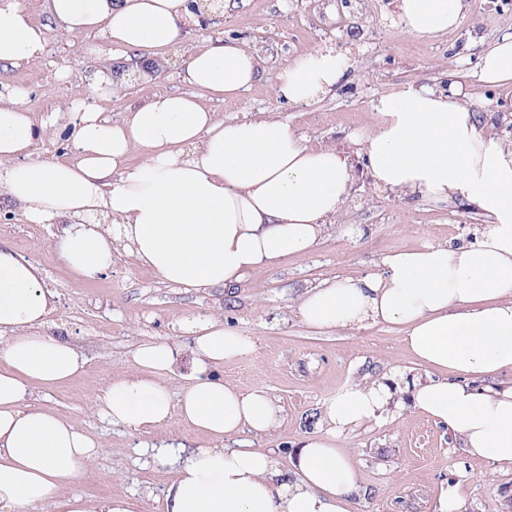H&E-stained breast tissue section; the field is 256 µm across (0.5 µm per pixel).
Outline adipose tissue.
I'll use <instances>...</instances> for the list:
<instances>
[{
  "mask_svg": "<svg viewBox=\"0 0 512 512\" xmlns=\"http://www.w3.org/2000/svg\"><path fill=\"white\" fill-rule=\"evenodd\" d=\"M188 0H51L52 17L74 37L149 52L175 44L191 17ZM406 31L431 38L458 25L466 0H393ZM47 24L20 0H0V67L39 60ZM345 55L317 50L285 64L278 98L305 104L336 85ZM257 57L232 40L189 57L184 79L235 102L256 78ZM476 77L512 81V36L487 48ZM378 119L356 135L373 184L398 198L438 204L462 199L484 217L470 242L428 244L386 256L382 272L338 277L309 288L295 310L324 332L399 326L426 378L395 370L351 382L328 398L317 430L296 444L282 470L261 439L282 409L262 386L244 390L217 376L250 355L254 342L214 318L192 319L195 374L180 393L167 376L166 343L132 354L94 409L114 425L149 434L179 417L203 445L169 442L175 467L162 512H352L362 494L342 441L410 408L444 424L467 455L512 466V135L489 138L465 93L407 84L373 107ZM71 128L67 156L35 157L36 144ZM352 167L331 146L303 144L287 125L263 117L225 122L189 93L159 92L112 122L90 105L69 104L35 123L20 93L0 96V199L33 224H56L60 260L84 280L112 265L114 244L136 264L184 288L239 287L259 267L310 253L342 209ZM56 295L40 269L0 245V512H137L126 497L96 501L74 492L101 447L77 423L39 403L40 388L82 375L87 359L49 329Z\"/></svg>",
  "mask_w": 512,
  "mask_h": 512,
  "instance_id": "adipose-tissue-1",
  "label": "adipose tissue"
}]
</instances>
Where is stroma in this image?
<instances>
[{
    "instance_id": "35a3bbf8",
    "label": "stroma",
    "mask_w": 512,
    "mask_h": 512,
    "mask_svg": "<svg viewBox=\"0 0 512 512\" xmlns=\"http://www.w3.org/2000/svg\"><path fill=\"white\" fill-rule=\"evenodd\" d=\"M467 2L455 29L423 39L404 31L392 0H235L232 12L186 25L180 42L164 52L163 67L110 96L94 95L90 77L102 59L123 62L128 51L103 45L94 34L75 39L51 26L44 57L21 68H0V77L17 82L35 119L69 99L94 105L117 122L157 92L187 91L182 75L188 56L209 41L232 38L257 55L259 74L234 104L206 99V106L224 120L271 118L307 144L352 155L353 137L370 123L380 96L407 83L444 82L462 86L482 125L503 133L512 117V83L487 86L474 73L483 45L512 34V0ZM324 47L350 60L336 88L300 106L279 99L275 86L280 68ZM480 221L463 201L436 205L396 198L374 187L357 167L345 205L309 254L251 271L229 292L168 284L151 269L135 265L119 245L106 275L81 280L56 255L57 225L29 223L16 207L0 205V241L40 268L46 287L59 296L50 317L52 330L72 336L88 361L85 376L46 389L41 398L45 407L76 421L103 448L78 492L96 500L125 496L138 500L139 512H161L160 499L174 467L158 456L153 443L171 436L193 449L200 438L176 419L149 435L115 427L95 415L94 403L109 380L128 372L133 351L145 344L174 347L169 387L180 392L194 370L183 330L194 317L220 319L252 337L254 352L226 362L221 375L245 390L264 386L281 406L282 425L260 445L273 450L281 468H288L295 443L316 429L324 402L339 388L381 378L396 368L413 377L423 374L414 367L397 327L321 334L298 319L296 298L325 279L381 272L387 254L468 237ZM343 446L366 490L353 512H435L439 489L456 469L468 475L460 512H512V468L468 458L447 427L418 413L406 411L394 421L361 428Z\"/></svg>"
}]
</instances>
